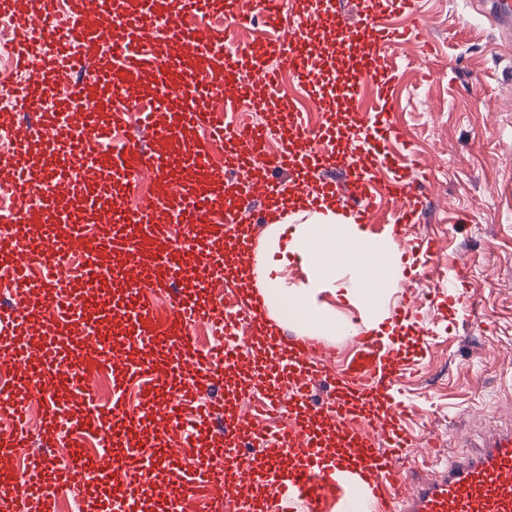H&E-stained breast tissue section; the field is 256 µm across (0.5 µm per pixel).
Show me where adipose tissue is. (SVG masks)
<instances>
[{
	"mask_svg": "<svg viewBox=\"0 0 512 512\" xmlns=\"http://www.w3.org/2000/svg\"><path fill=\"white\" fill-rule=\"evenodd\" d=\"M288 241H281V234ZM310 258L308 284L303 288H283L272 291L269 286L275 269L272 257L279 248ZM387 244L358 235L350 219L326 209L310 215L301 224L279 220L271 224L268 237L258 255L251 276L257 285L258 305L270 306L272 294H279L278 313L296 324L298 331L310 336L335 338L341 328L336 319L318 305L316 297L325 287L341 285L345 298L359 307L367 325L380 327L388 317V289L372 285L375 276L369 264L374 253H386Z\"/></svg>",
	"mask_w": 512,
	"mask_h": 512,
	"instance_id": "1",
	"label": "adipose tissue"
}]
</instances>
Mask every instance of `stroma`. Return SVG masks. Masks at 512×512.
Returning <instances> with one entry per match:
<instances>
[{
	"label": "stroma",
	"instance_id": "1",
	"mask_svg": "<svg viewBox=\"0 0 512 512\" xmlns=\"http://www.w3.org/2000/svg\"><path fill=\"white\" fill-rule=\"evenodd\" d=\"M418 24L427 50H394L399 135L390 147L412 146L432 183L426 219L411 225V237L446 240L440 270L450 278L466 255L474 304L439 317L434 280L417 284L427 335L398 391L409 409L405 428L433 441L412 449L413 460L444 461L465 451L457 432H481L512 403V43L470 0H420Z\"/></svg>",
	"mask_w": 512,
	"mask_h": 512
}]
</instances>
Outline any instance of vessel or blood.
<instances>
[{
	"mask_svg": "<svg viewBox=\"0 0 512 512\" xmlns=\"http://www.w3.org/2000/svg\"><path fill=\"white\" fill-rule=\"evenodd\" d=\"M220 4L227 22L264 21L272 41L233 51L205 17ZM503 35L512 34V0H479ZM419 0H37L13 16L40 41L16 40L28 74L0 76V128L12 147L0 153V195L14 199L19 240L0 242V491L9 501L60 512L64 491L80 489L93 512H320L325 497L361 499L367 512H512V427L486 436L474 453L423 467L407 462L411 437L400 418L396 381L409 355L418 293L445 242L429 237L402 254L408 287L385 329L360 328L340 362L314 336H291L252 299L255 244L284 191L299 209L325 207L365 228L387 200L397 212L387 236L402 242L429 203L421 165L392 156L397 134L390 102L398 66L393 46L416 41ZM405 24L393 23V16ZM168 26L157 41L148 26ZM332 36L322 43L321 32ZM288 65L318 111L278 95ZM373 88L377 107L362 92ZM222 109L211 108L214 99ZM249 105L265 125L231 121ZM136 113L141 138L106 149L114 127ZM275 133L284 142L267 154ZM221 149L226 169L213 163ZM287 171L288 183L275 175ZM149 174L152 196L126 202L131 178ZM164 288L165 315L143 296ZM234 288L241 303L222 302ZM96 310L88 318V310ZM204 325L223 347L199 351L190 329ZM112 376V406L89 387ZM143 378L141 412L125 411L129 377ZM221 387L220 397L200 399ZM263 387L280 426L271 432L239 408ZM329 397L316 402L314 392ZM43 399V447L65 446L61 463L30 454L26 419ZM194 421L188 448L211 445L192 463L144 448L134 436L149 422L174 429ZM131 487L116 497V478Z\"/></svg>",
	"mask_w": 512,
	"mask_h": 512,
	"instance_id": "obj_1",
	"label": "vessel or blood"
}]
</instances>
